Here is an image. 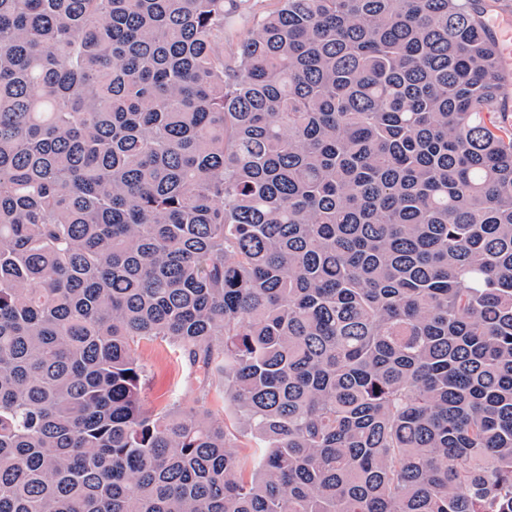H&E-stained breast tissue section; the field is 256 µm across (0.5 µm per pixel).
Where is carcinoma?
<instances>
[{"instance_id": "cac0c4a2", "label": "carcinoma", "mask_w": 512, "mask_h": 512, "mask_svg": "<svg viewBox=\"0 0 512 512\" xmlns=\"http://www.w3.org/2000/svg\"><path fill=\"white\" fill-rule=\"evenodd\" d=\"M278 2L0 0V512H512V0ZM137 354L147 368L143 390L147 408H160L171 398H180L189 405H203L214 417L224 419L229 429H236L234 415L224 403V393L218 387L202 389L199 374L179 356L167 341L143 340Z\"/></svg>"}]
</instances>
